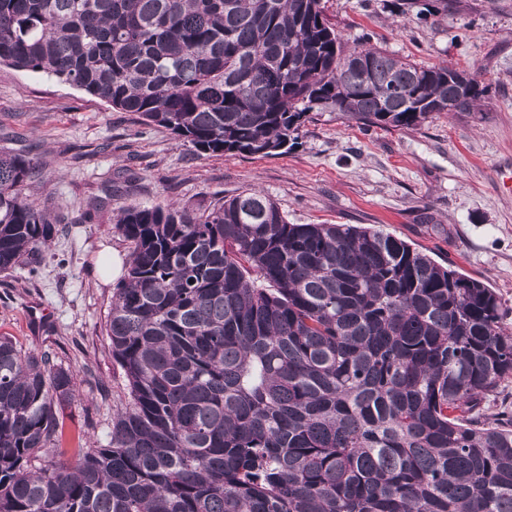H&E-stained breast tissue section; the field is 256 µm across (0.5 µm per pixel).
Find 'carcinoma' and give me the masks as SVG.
<instances>
[{"instance_id":"cac0c4a2","label":"carcinoma","mask_w":512,"mask_h":512,"mask_svg":"<svg viewBox=\"0 0 512 512\" xmlns=\"http://www.w3.org/2000/svg\"><path fill=\"white\" fill-rule=\"evenodd\" d=\"M419 20L448 0H395ZM72 85L199 156L271 157L310 113L414 129L477 77L364 42L322 0H0V64ZM0 151V273L62 217ZM108 442L65 429L73 371L0 336V512H512V331L483 282L390 234L294 224L248 189L121 207ZM483 406L486 414H495L505 408L512 410V378L502 382L497 392Z\"/></svg>"}]
</instances>
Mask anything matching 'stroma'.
<instances>
[{"mask_svg": "<svg viewBox=\"0 0 512 512\" xmlns=\"http://www.w3.org/2000/svg\"><path fill=\"white\" fill-rule=\"evenodd\" d=\"M345 49L363 38L400 58L453 64L487 92L476 112L432 115L413 130L365 127L312 112L299 145L266 158L200 157L170 131L56 79L0 64V148L29 154L35 186L68 216L37 275L0 274V334L53 350L77 376L69 428L105 439L124 381L106 339L116 286L98 263L130 244L113 219L128 204L204 206L257 187L296 224H351L389 232L498 295L512 330V0H457L428 24L383 0H323ZM100 201L92 219L84 214Z\"/></svg>", "mask_w": 512, "mask_h": 512, "instance_id": "obj_1", "label": "stroma"}]
</instances>
